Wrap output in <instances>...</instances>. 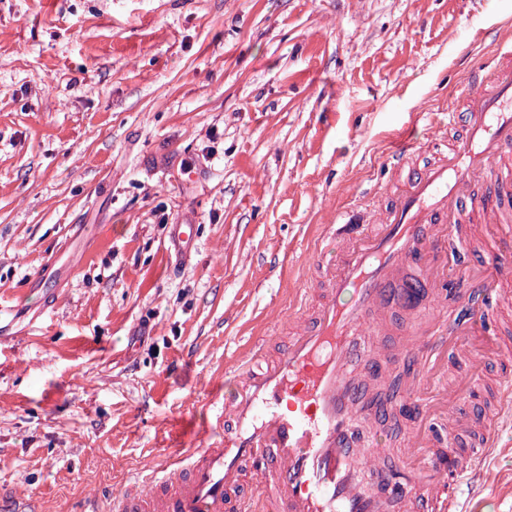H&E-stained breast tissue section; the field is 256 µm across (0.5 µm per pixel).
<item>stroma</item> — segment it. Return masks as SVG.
<instances>
[{
  "label": "stroma",
  "mask_w": 512,
  "mask_h": 512,
  "mask_svg": "<svg viewBox=\"0 0 512 512\" xmlns=\"http://www.w3.org/2000/svg\"><path fill=\"white\" fill-rule=\"evenodd\" d=\"M509 29L512 0H0V494L112 512L126 477L199 447L317 225L395 190L403 128L431 159ZM455 259L459 303L492 302L512 337V223ZM459 303L432 289L402 321L451 327ZM398 341L373 345L367 393L409 386ZM360 427L412 467V416Z\"/></svg>",
  "instance_id": "1"
}]
</instances>
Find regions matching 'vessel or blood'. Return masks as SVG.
<instances>
[{
	"instance_id": "1",
	"label": "vessel or blood",
	"mask_w": 512,
	"mask_h": 512,
	"mask_svg": "<svg viewBox=\"0 0 512 512\" xmlns=\"http://www.w3.org/2000/svg\"><path fill=\"white\" fill-rule=\"evenodd\" d=\"M475 86L449 107L457 133L428 166L409 169L414 131L392 145L391 169L400 186L386 206L365 200L322 225L312 254L319 277L300 291L288 318V340L247 348L214 399V436L186 456H169L132 477L112 497V512H386L390 499L407 512H459L460 486L483 460L503 448L497 430L512 426V374L493 384L481 417L465 407V389L484 378L467 356L461 381L443 384L447 430L465 441L451 470L435 441L412 438L427 478L386 470L378 439L357 443L362 392L353 379L369 337L386 335L379 315L395 286L445 288L449 242L470 245L471 224L501 223L512 214V39L499 40L489 61L471 74ZM403 345L429 375L449 343L436 315ZM380 471L384 488L364 485L363 468ZM257 476L253 497L235 491L244 474Z\"/></svg>"
}]
</instances>
